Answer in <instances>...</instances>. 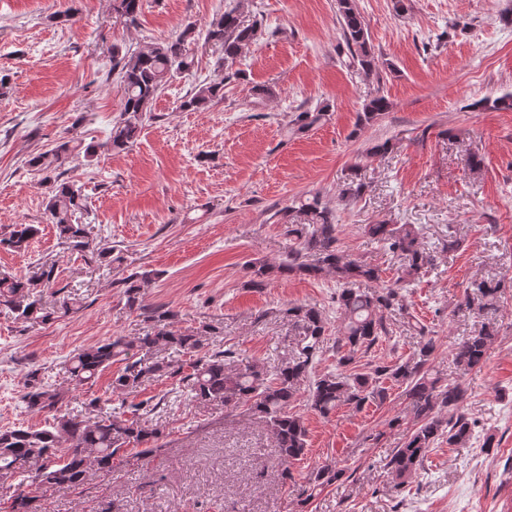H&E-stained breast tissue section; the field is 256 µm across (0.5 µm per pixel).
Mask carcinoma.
I'll return each mask as SVG.
<instances>
[{
    "label": "carcinoma",
    "instance_id": "obj_1",
    "mask_svg": "<svg viewBox=\"0 0 512 512\" xmlns=\"http://www.w3.org/2000/svg\"><path fill=\"white\" fill-rule=\"evenodd\" d=\"M142 0H112V11L129 27H137ZM339 24L350 54V62L372 70V52L368 27L354 0H338ZM195 25H186L174 40L157 43L142 50L123 52L112 47V69L119 70L122 109L112 123L105 143L88 144L83 158L90 162L98 149L119 153L138 138L143 119L153 102L177 75L190 69L187 37ZM258 38L257 24L243 20L239 4L227 0L224 11L209 22L204 43L219 48L224 61L236 60ZM224 100V81L200 85L185 97L180 109L198 111ZM388 109L385 96L372 98L359 113L358 121L368 124ZM77 147L63 140L55 148L32 155L28 167L41 175L48 185L45 205L49 223L55 225L62 243L83 252L90 247L86 225L73 221L75 213L85 207L81 190L61 178L60 169L74 156ZM285 225L288 252L285 260L270 264H249L253 288H265L280 277L304 276L313 279L331 276L336 280V309L341 315L337 327L336 371L319 376L308 388V407L322 417L329 416L342 404L355 409L368 401L387 398L384 381L405 386L410 399L415 427L406 435L402 446L394 451L388 467L395 479L405 482L420 466L425 454L442 438L455 447L470 440L475 421L460 412L465 391L450 383L438 389V379L429 376L425 365L435 351L432 338L424 336L425 326L414 324L421 335L418 348L405 361L378 365L369 373L353 368L357 353L365 354L381 338L389 335L384 312L406 307V289L433 262V256L420 242L411 224H366L364 232L381 243L402 261L400 274L390 285L375 290L362 288L365 282L382 279V270L344 256L339 247V225L332 212L315 194L276 212ZM39 229L33 224H16L9 235L0 238V247L13 252L25 251ZM152 270L135 271L118 279L124 288L126 306L148 310L143 304L141 288L154 279ZM55 266L36 265L24 275L0 277V306L23 323L45 321L49 313L41 303V290L55 284ZM498 285L491 281H473L458 309L480 313L496 302ZM295 331L296 353L274 366L265 362L233 365L229 349L211 354L202 351V341L193 330L172 331L159 327L142 336H115L98 346L77 352L72 357L70 374L81 385L91 382L116 361L126 362L124 372L112 383V394L119 396L135 391L161 377L175 381L197 403L221 402L224 407L246 411L265 422L281 460L291 462L304 455L307 428L301 415L290 410L301 385L309 375L314 358L324 341L327 319L322 310L311 305H294L287 309ZM495 337V330L483 327L478 333L458 342L452 349L454 361L467 369L484 364ZM176 350L193 357L191 372L165 359L144 364L135 359L138 352ZM22 399L28 408L46 414L42 427L14 426L0 430V477H15L18 487L12 496L10 512H44L41 489L45 484L61 489L82 485L87 465L96 464L110 471L115 463L130 459L145 460L164 450L163 431L147 427L140 418L125 419L101 408L102 400L94 397L86 406L97 412L91 424L63 412L66 392L45 386L37 373L29 374ZM450 411L445 416L444 411ZM342 470L321 466L311 478L313 488L336 481Z\"/></svg>",
    "mask_w": 512,
    "mask_h": 512
}]
</instances>
